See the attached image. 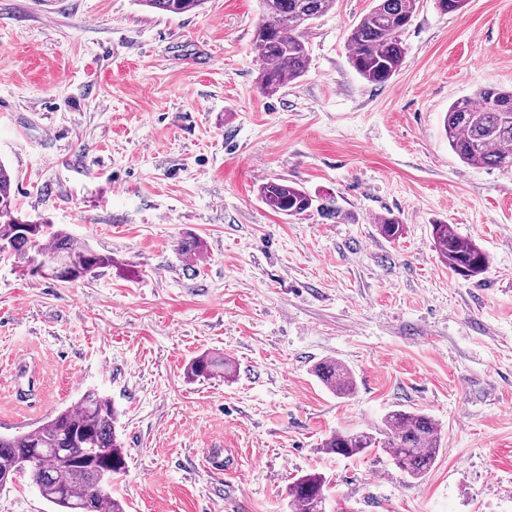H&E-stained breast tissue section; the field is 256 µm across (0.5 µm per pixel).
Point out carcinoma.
Returning a JSON list of instances; mask_svg holds the SVG:
<instances>
[{"mask_svg": "<svg viewBox=\"0 0 512 512\" xmlns=\"http://www.w3.org/2000/svg\"><path fill=\"white\" fill-rule=\"evenodd\" d=\"M151 10L169 15L192 12L203 0H138ZM419 0H373L372 8L352 25L348 35L349 61L366 81L383 84L405 61L401 33L411 22ZM262 18L256 26L253 49L262 67L260 90L272 96L305 75L310 66L306 33L312 23L331 11L335 0H260ZM444 131L453 153L472 167L512 171V90L486 86L450 104ZM263 203L285 216H297L312 207L313 198L285 179L268 180L259 187ZM12 176L0 162V246L3 260L30 266L36 256L59 258L64 271L79 272L83 280L112 265V257L79 245L67 231L53 224H35L23 235ZM387 239L401 236L403 224L388 215L378 219ZM435 251L453 274L476 279L489 268V255L474 241L460 236L449 224L432 225ZM315 376L329 390L345 396L354 392L352 373L337 361H321ZM230 374L224 359L203 353L187 368L190 379ZM117 414L106 397L89 392L75 409L58 413L34 431L0 435V490L19 473H28L41 496L56 512H124L112 497V482L98 472H126V453L116 433ZM436 421L420 411L392 410L375 435L368 430H338L322 443L329 455L357 458L382 450L392 464L411 479L432 467L440 449ZM327 483L319 472L298 477L288 486V505L299 512H324Z\"/></svg>", "mask_w": 512, "mask_h": 512, "instance_id": "obj_1", "label": "carcinoma"}]
</instances>
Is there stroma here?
<instances>
[{"label": "stroma", "instance_id": "obj_1", "mask_svg": "<svg viewBox=\"0 0 512 512\" xmlns=\"http://www.w3.org/2000/svg\"><path fill=\"white\" fill-rule=\"evenodd\" d=\"M371 6L336 0L306 35L308 72L268 97L259 0L179 16L0 0V161L21 214L113 259L74 285L0 261L1 435L95 391L119 415L126 512H290L288 486L310 471L330 483L327 512H512V172L462 163L443 130L458 98L512 87V0H419L382 85L348 60ZM278 178L312 208L269 209L257 186ZM387 214L403 224L393 242ZM440 222L489 255L481 280L439 260ZM203 352L233 376L189 380ZM325 359L354 394L315 377ZM395 409L441 428L422 479L381 452L321 451ZM210 448L223 470L204 471ZM0 512L52 507L23 474ZM315 376L336 395H350L355 390L352 373L337 361H321L314 367Z\"/></svg>", "mask_w": 512, "mask_h": 512}]
</instances>
